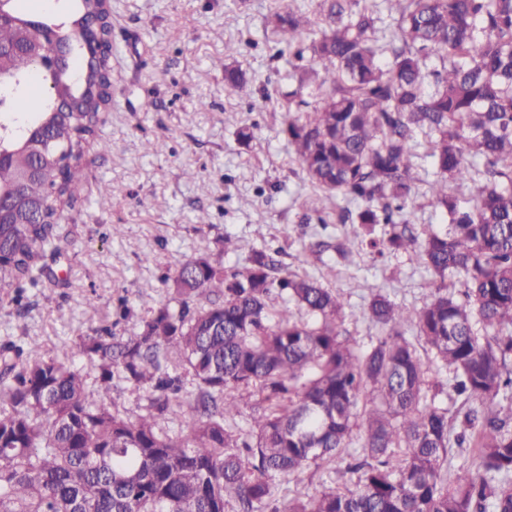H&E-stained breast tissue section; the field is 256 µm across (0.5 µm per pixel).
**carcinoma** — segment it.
Here are the masks:
<instances>
[{"instance_id":"cac0c4a2","label":"carcinoma","mask_w":512,"mask_h":512,"mask_svg":"<svg viewBox=\"0 0 512 512\" xmlns=\"http://www.w3.org/2000/svg\"><path fill=\"white\" fill-rule=\"evenodd\" d=\"M381 2L397 14L386 29L376 0H318L316 30L288 4L269 15L294 83L282 133L325 199L358 204L340 221L360 226L362 245L431 268L430 298L410 311L374 293L365 316L379 335L363 349L343 329L341 296L261 247L242 268L186 260L169 302L142 299L151 315L122 336L96 330L46 355L7 334L0 512H512V0ZM110 10V0H67L59 20L0 0V46L25 38L68 50L54 71L14 54L0 83V197L11 205L0 300L19 311L49 278L47 260L75 244L61 220L84 192L86 148H110L97 128L111 102L109 56L85 58L80 38L92 20L107 35ZM307 52L318 68L299 65ZM238 54L224 44V82L248 95ZM34 77L48 93L24 107L19 92ZM58 96L70 111H56ZM422 138L431 204L448 226L421 239L409 224ZM451 183L471 185V206ZM121 385L142 392L135 408H119ZM251 401L243 433L235 418ZM355 440L353 487L275 498V478ZM465 451L475 469L449 472L448 457Z\"/></svg>"}]
</instances>
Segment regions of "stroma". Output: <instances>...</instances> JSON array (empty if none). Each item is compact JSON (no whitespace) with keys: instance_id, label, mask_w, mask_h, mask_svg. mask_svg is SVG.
Wrapping results in <instances>:
<instances>
[{"instance_id":"35a3bbf8","label":"stroma","mask_w":512,"mask_h":512,"mask_svg":"<svg viewBox=\"0 0 512 512\" xmlns=\"http://www.w3.org/2000/svg\"><path fill=\"white\" fill-rule=\"evenodd\" d=\"M278 2L111 0L112 103L99 124L110 148L88 149L82 163L86 194L106 182L112 204L101 210L78 202L66 211L78 248L52 263L51 280L30 292L24 315L0 306V333L13 332L44 351L100 328L123 334L146 316L141 298L167 299L162 277L187 259L220 256L225 265L241 267L252 249L266 244L281 250L289 271L341 295L344 326L358 344L378 334L363 315L370 292L411 310L423 306L436 282L423 261L403 253L376 257L355 237L354 225L304 219L316 190L281 132L288 64L276 37L264 31ZM228 42L240 46L237 63L253 97L224 83L219 61ZM266 91L272 98L265 102ZM243 126L252 132L246 146L236 138ZM414 163L420 180L411 227L420 235L429 226L444 228L447 219L430 202L433 168L425 148H418ZM187 167L196 178L183 177ZM223 237L237 241V250L220 253ZM319 240L344 243L346 255L312 253ZM146 253L153 262L142 263ZM89 295L97 296V309L85 307ZM122 297L130 315L117 322L112 307ZM345 467L342 460L313 464L276 478L275 494L287 501L347 486Z\"/></svg>"}]
</instances>
